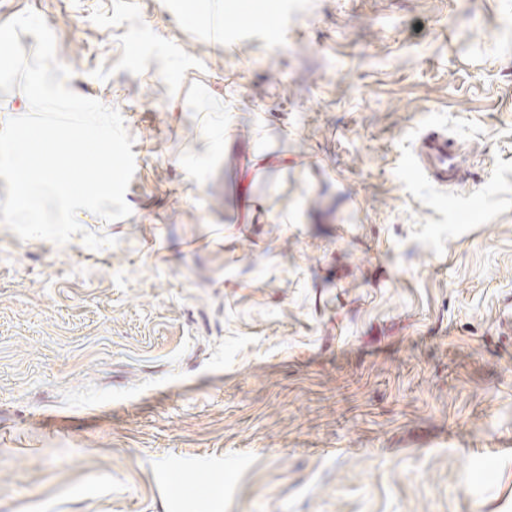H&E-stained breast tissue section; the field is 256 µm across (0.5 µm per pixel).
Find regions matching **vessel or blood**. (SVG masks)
<instances>
[{
	"label": "vessel or blood",
	"mask_w": 512,
	"mask_h": 512,
	"mask_svg": "<svg viewBox=\"0 0 512 512\" xmlns=\"http://www.w3.org/2000/svg\"><path fill=\"white\" fill-rule=\"evenodd\" d=\"M412 166L432 184L452 192L471 175L467 149L441 130L427 131L419 138Z\"/></svg>",
	"instance_id": "obj_1"
}]
</instances>
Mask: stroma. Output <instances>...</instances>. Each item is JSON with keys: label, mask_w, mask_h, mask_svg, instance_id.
I'll return each mask as SVG.
<instances>
[{"label": "stroma", "mask_w": 512, "mask_h": 512, "mask_svg": "<svg viewBox=\"0 0 512 512\" xmlns=\"http://www.w3.org/2000/svg\"><path fill=\"white\" fill-rule=\"evenodd\" d=\"M185 2L0 0L135 158L113 246L0 224V512H512V0ZM412 166L432 184L452 192L471 176L468 150L442 130L427 131L419 138Z\"/></svg>", "instance_id": "35a3bbf8"}]
</instances>
